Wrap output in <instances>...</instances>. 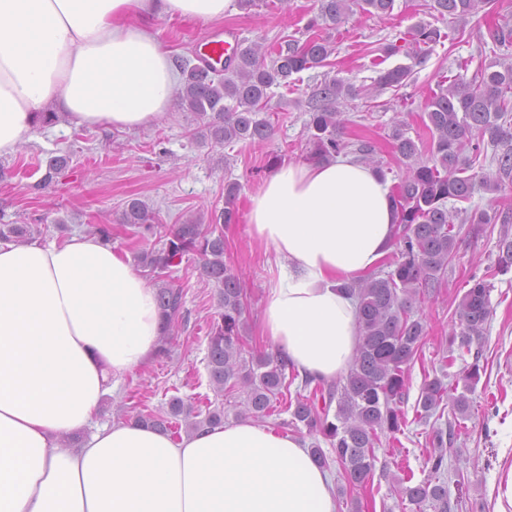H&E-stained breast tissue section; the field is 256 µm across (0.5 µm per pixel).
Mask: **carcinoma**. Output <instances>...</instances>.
<instances>
[{
  "instance_id": "carcinoma-1",
  "label": "carcinoma",
  "mask_w": 512,
  "mask_h": 512,
  "mask_svg": "<svg viewBox=\"0 0 512 512\" xmlns=\"http://www.w3.org/2000/svg\"><path fill=\"white\" fill-rule=\"evenodd\" d=\"M395 0H319L317 13L308 19L305 30L330 28L344 22L355 12L384 19L392 14ZM496 0H424L422 7L433 21L451 19L459 24L487 8L494 11ZM419 21L404 37V44L386 48L392 56L400 52L422 60L431 45L448 37L433 24ZM488 39L497 47L512 45V22L505 20L487 28ZM335 48L326 38L294 37L270 47L260 42L238 46L234 61L224 66L226 76L210 73L199 66L183 65L185 75L178 92V105L193 113L204 127L199 138L219 146L232 143L261 144L273 134L269 117L271 88L286 86L289 79L303 71L324 67ZM412 66L399 64L380 71L372 87L356 88L341 79L317 84L309 98L307 157L328 159L344 152L349 144L340 139V107L371 91L402 88L409 85ZM426 104V128L431 134V151L422 157L416 142L397 127L392 133L396 151L406 172L393 188V200L400 213L395 259L384 274L374 273L346 286L356 299L360 330L357 354L347 375L330 384L304 381L313 386L310 395L295 400L285 398L288 388V364L277 356L247 359L240 337L245 311L246 290L240 279L224 262V227L238 222L234 207L237 184L225 187L224 209L204 224L190 221L165 224L159 214L141 200H128L123 221L135 228L134 235L154 238L152 247L139 252L137 266L144 276L155 280L156 300L162 314L159 353H168L167 345L184 319L183 287L173 281V268L192 254L200 259L202 281L218 288V312L212 321L208 342V372L215 397L232 395L235 388H247L246 411L263 417L280 404L291 415L294 427L302 426L310 435L330 441L334 456L328 457L319 446L311 448L314 460L323 468L338 464L341 478L355 490L372 478L375 445L382 435L401 431L406 423L400 404L407 388L408 365L416 357L426 326L414 312V305L436 293L458 250L455 221L462 224H512L511 210L487 211L448 207V202H467L476 186L498 192L512 186V63L495 61L479 68L471 80L462 77L449 85L439 84ZM502 144L506 149L494 155L496 175L471 172L473 162L482 153L484 143ZM360 161L377 171L382 165L375 157V146H358ZM471 158H465L466 153ZM68 164L64 155L47 161V172L34 185L44 189L53 175ZM0 214V241L23 243L33 238V224L4 222ZM499 271L512 268V236L503 232L499 239ZM473 285L463 294L456 308L458 329L449 345L471 349L483 336L491 317L490 285L472 278ZM462 386H450L440 377L424 382L416 402V417L425 419L451 406L453 414L466 418L470 404L467 393L479 380L474 365L459 374ZM327 395L328 404L316 400ZM336 402L334 416L329 403ZM167 416L141 413L136 420L158 430H185L224 422V407L203 411L183 398L174 396L167 403ZM431 476L407 487L409 504L421 507L429 503L434 512H448V491L439 475L444 471V454L431 456Z\"/></svg>"
}]
</instances>
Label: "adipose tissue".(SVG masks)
Returning <instances> with one entry per match:
<instances>
[{
  "label": "adipose tissue",
  "mask_w": 512,
  "mask_h": 512,
  "mask_svg": "<svg viewBox=\"0 0 512 512\" xmlns=\"http://www.w3.org/2000/svg\"><path fill=\"white\" fill-rule=\"evenodd\" d=\"M237 11V0H0V157L49 103L80 125L160 121L179 71L155 19ZM247 209L253 237L279 258L263 337L299 377L335 380L359 343L343 285L392 250L388 181L344 155L289 162ZM159 336L154 288L97 237L0 242V512H336L330 474L295 435L252 421L178 439L97 424ZM79 431L87 439L72 443Z\"/></svg>",
  "instance_id": "adipose-tissue-1"
}]
</instances>
